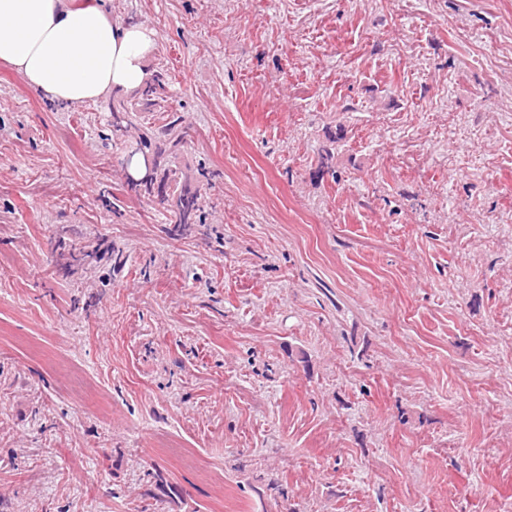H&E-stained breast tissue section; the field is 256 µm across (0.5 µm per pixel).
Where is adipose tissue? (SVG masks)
I'll return each instance as SVG.
<instances>
[{
	"label": "adipose tissue",
	"instance_id": "adipose-tissue-1",
	"mask_svg": "<svg viewBox=\"0 0 512 512\" xmlns=\"http://www.w3.org/2000/svg\"><path fill=\"white\" fill-rule=\"evenodd\" d=\"M155 45L154 29L113 23L98 0H0V63L66 107L139 91Z\"/></svg>",
	"mask_w": 512,
	"mask_h": 512
}]
</instances>
